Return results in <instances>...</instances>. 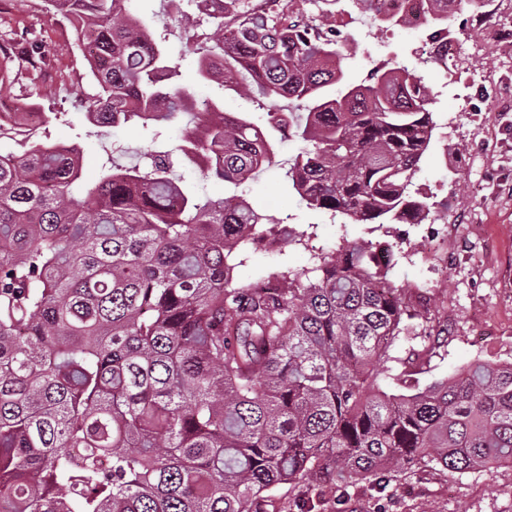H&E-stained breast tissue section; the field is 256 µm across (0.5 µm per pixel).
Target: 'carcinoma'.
Instances as JSON below:
<instances>
[{
  "instance_id": "obj_1",
  "label": "carcinoma",
  "mask_w": 512,
  "mask_h": 512,
  "mask_svg": "<svg viewBox=\"0 0 512 512\" xmlns=\"http://www.w3.org/2000/svg\"><path fill=\"white\" fill-rule=\"evenodd\" d=\"M75 21L97 88L92 124L135 123L161 136L228 196L173 176L162 141L143 159L110 156L82 177L76 145L39 136L53 116L33 104L0 138L34 126L0 154V512H264L270 492L308 481L341 495L433 461L450 472L512 460V363L476 361L454 375L389 392L402 336L420 314L352 241L246 286L235 257L264 233L295 240L259 213L245 185L274 157L273 133L303 143L286 173L310 209L354 224H421L410 186L432 136L433 91L403 68L352 86L341 47L292 18L224 0L217 38L198 59L204 81L236 80L255 98L301 111L266 113V128L214 103L188 111L156 19L128 0H44ZM425 16L448 19L444 0ZM0 79L36 72L48 51L29 33L0 56ZM270 224L265 230L260 226Z\"/></svg>"
}]
</instances>
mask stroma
<instances>
[{
    "instance_id": "1",
    "label": "stroma",
    "mask_w": 512,
    "mask_h": 512,
    "mask_svg": "<svg viewBox=\"0 0 512 512\" xmlns=\"http://www.w3.org/2000/svg\"><path fill=\"white\" fill-rule=\"evenodd\" d=\"M131 12L158 18L155 33L164 37L181 81L195 99H217L227 112H247L263 123L272 107L294 109V101L247 100L213 82L200 81L194 43H205L214 28L204 22L193 31L178 23L181 14H197L195 0H131ZM497 16L503 26L491 42L467 41L457 74L423 62L418 48L431 27L382 28L376 23L346 28L342 67L352 84L367 82L373 68L405 66L432 87L429 106L435 127L419 163L414 184L432 203L421 224H354L343 216L306 207L288 187V161L301 144L285 136L272 162L246 186V195L261 213L289 224L314 245L332 250L344 240L387 241L394 246L388 277L405 289V300L421 312L420 337L400 341L395 355L412 358L419 383L444 378L482 360L512 362V0H501ZM35 34L49 50L40 72L0 81V110L14 111L24 100L57 112L46 130L48 140L80 143L85 179H96L104 147L134 153L152 148L151 137L126 125L101 128L83 118V104L94 83L64 19H51L43 0H0V45H13L23 33ZM234 271L246 285L269 270L288 264L310 268L311 254L293 242H268L243 251ZM316 486L303 482L273 492L268 512H299L303 501L313 512H512V467L448 473L434 463L393 475L385 490L357 482L342 502L319 501Z\"/></svg>"
}]
</instances>
